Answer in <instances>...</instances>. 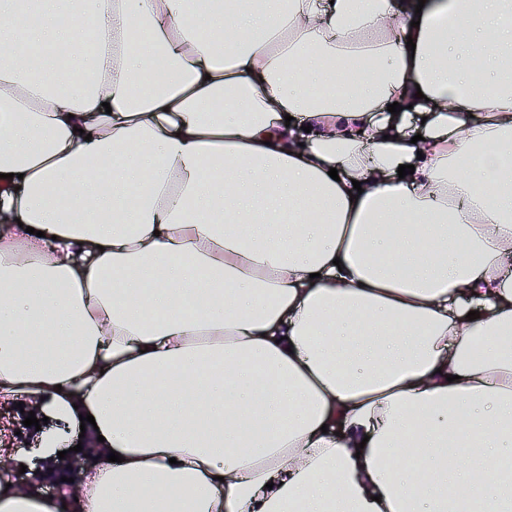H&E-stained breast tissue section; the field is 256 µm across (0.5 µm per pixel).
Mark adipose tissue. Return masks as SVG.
Wrapping results in <instances>:
<instances>
[{
  "label": "adipose tissue",
  "mask_w": 512,
  "mask_h": 512,
  "mask_svg": "<svg viewBox=\"0 0 512 512\" xmlns=\"http://www.w3.org/2000/svg\"><path fill=\"white\" fill-rule=\"evenodd\" d=\"M23 2L0 398L100 434L72 512H512V0H37L24 65Z\"/></svg>",
  "instance_id": "ef3b65f1"
}]
</instances>
